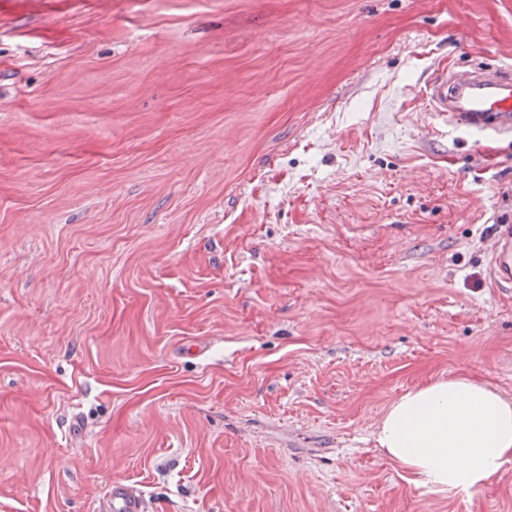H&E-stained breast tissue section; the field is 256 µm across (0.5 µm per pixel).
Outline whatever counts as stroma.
Wrapping results in <instances>:
<instances>
[{
	"instance_id": "obj_1",
	"label": "stroma",
	"mask_w": 512,
	"mask_h": 512,
	"mask_svg": "<svg viewBox=\"0 0 512 512\" xmlns=\"http://www.w3.org/2000/svg\"><path fill=\"white\" fill-rule=\"evenodd\" d=\"M448 64L512 68V0H0V512H512L375 442L512 398V136L429 114ZM488 234V253L491 257L490 276L496 288H512V224L507 219L492 224ZM99 512H151L149 499L138 486L113 481L99 499Z\"/></svg>"
}]
</instances>
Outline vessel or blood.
<instances>
[{"label": "vessel or blood", "mask_w": 512, "mask_h": 512, "mask_svg": "<svg viewBox=\"0 0 512 512\" xmlns=\"http://www.w3.org/2000/svg\"><path fill=\"white\" fill-rule=\"evenodd\" d=\"M427 107L453 128L483 134L512 132V70L491 67L471 71L438 70L426 86ZM486 241L495 287L512 288V223L493 225ZM98 512H151L138 486L112 482L99 500Z\"/></svg>", "instance_id": "1"}]
</instances>
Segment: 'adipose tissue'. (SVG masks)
<instances>
[{"label":"adipose tissue","instance_id":"1","mask_svg":"<svg viewBox=\"0 0 512 512\" xmlns=\"http://www.w3.org/2000/svg\"><path fill=\"white\" fill-rule=\"evenodd\" d=\"M375 436L408 475L475 492L512 462V400L467 376L440 378L393 401Z\"/></svg>","mask_w":512,"mask_h":512}]
</instances>
